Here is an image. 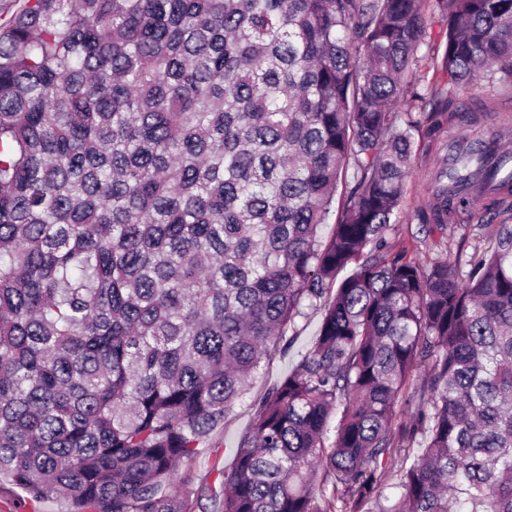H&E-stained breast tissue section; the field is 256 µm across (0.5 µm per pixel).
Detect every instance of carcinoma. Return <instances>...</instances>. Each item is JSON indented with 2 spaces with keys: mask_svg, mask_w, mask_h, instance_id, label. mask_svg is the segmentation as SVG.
Here are the masks:
<instances>
[{
  "mask_svg": "<svg viewBox=\"0 0 512 512\" xmlns=\"http://www.w3.org/2000/svg\"><path fill=\"white\" fill-rule=\"evenodd\" d=\"M437 4L435 43L423 0H22L0 24V476L70 512H512V183L466 271L389 242L416 153L484 111L460 88L512 83V0ZM447 177L418 223L477 216ZM307 306L316 341L234 464L179 476Z\"/></svg>",
  "mask_w": 512,
  "mask_h": 512,
  "instance_id": "cac0c4a2",
  "label": "carcinoma"
}]
</instances>
